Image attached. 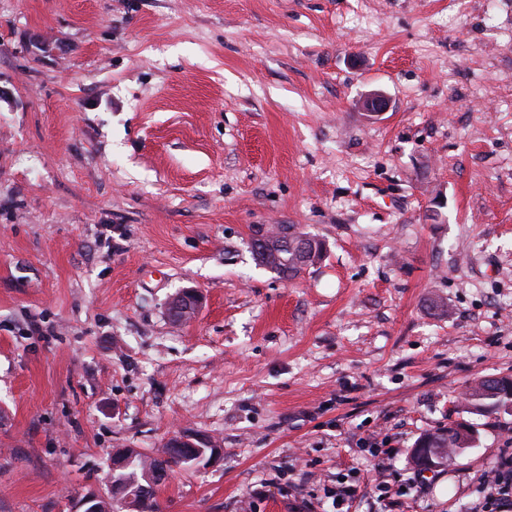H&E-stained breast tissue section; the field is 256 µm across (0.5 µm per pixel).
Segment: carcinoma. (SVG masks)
<instances>
[{"instance_id":"carcinoma-1","label":"carcinoma","mask_w":512,"mask_h":512,"mask_svg":"<svg viewBox=\"0 0 512 512\" xmlns=\"http://www.w3.org/2000/svg\"><path fill=\"white\" fill-rule=\"evenodd\" d=\"M288 233L296 245L284 249L280 243V235ZM306 234L297 232L290 224H281L276 229H270L262 224L251 227L249 247L255 260L262 266L270 268L278 275L289 279L297 276L305 267L319 260L324 251L323 243L312 238L314 248L305 252L299 247ZM512 403V380L507 377H479L468 386V409L483 414H496L507 411ZM436 448L448 449L453 454L455 448H471L476 440L475 426L465 420L449 421L448 427L420 437L418 443L424 441ZM138 512H159L157 490L149 489L143 498L136 501Z\"/></svg>"}]
</instances>
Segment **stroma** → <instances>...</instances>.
Segmentation results:
<instances>
[{"label": "stroma", "mask_w": 512, "mask_h": 512, "mask_svg": "<svg viewBox=\"0 0 512 512\" xmlns=\"http://www.w3.org/2000/svg\"><path fill=\"white\" fill-rule=\"evenodd\" d=\"M255 224L324 256L280 278ZM484 376H512V0H0V512H78L180 431L224 457L161 512H512ZM452 418L476 447L419 472ZM202 299L198 291L182 289L177 292L168 304V314L176 323H187L195 319Z\"/></svg>", "instance_id": "stroma-1"}]
</instances>
